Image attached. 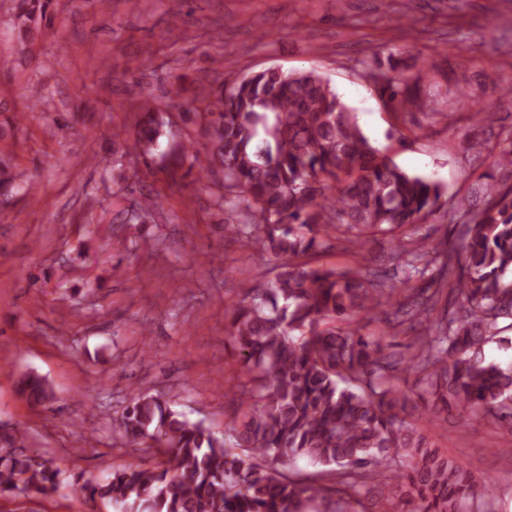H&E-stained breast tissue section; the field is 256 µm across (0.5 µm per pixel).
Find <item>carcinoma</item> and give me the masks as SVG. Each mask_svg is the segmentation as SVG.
Instances as JSON below:
<instances>
[{
	"mask_svg": "<svg viewBox=\"0 0 512 512\" xmlns=\"http://www.w3.org/2000/svg\"><path fill=\"white\" fill-rule=\"evenodd\" d=\"M45 7L18 0L19 25ZM365 68L397 109L436 112L419 82L396 75L393 57L386 68L377 57ZM165 98L179 107L183 128L173 129L156 97L143 96L125 130L139 156L172 186L186 165L222 173L212 196L224 230L275 263L273 276L242 284L225 313V343L238 364L239 408L226 424L234 447L139 393L112 416V428L132 448L152 441L161 460L71 489L119 512H370L373 490L377 512H465L467 501L495 497L494 484L441 453L406 409L415 395L432 422L484 418L512 428V365L485 355L512 330V185L489 174L458 202L467 221L456 240L407 248L403 238L440 208V187L375 147L318 69L201 72L169 83ZM438 116L455 121L453 112ZM462 146L512 173V140L494 150L467 132ZM10 155L0 128L6 191L22 177ZM161 210V195H149L131 219ZM322 233L356 256L367 241L389 239L391 261L427 278V287L360 265L314 264ZM406 324L421 330L398 356L391 339ZM18 394L32 406L50 400L32 374L20 378ZM299 459L322 470L297 475ZM63 481L30 448L25 425L0 431L1 493L44 494Z\"/></svg>",
	"mask_w": 512,
	"mask_h": 512,
	"instance_id": "obj_1",
	"label": "carcinoma"
}]
</instances>
